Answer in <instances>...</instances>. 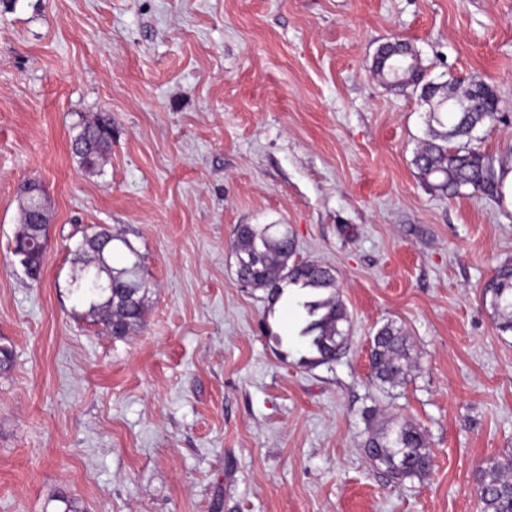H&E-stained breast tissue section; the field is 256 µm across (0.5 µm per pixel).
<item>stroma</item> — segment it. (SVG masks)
I'll use <instances>...</instances> for the list:
<instances>
[{"mask_svg": "<svg viewBox=\"0 0 512 512\" xmlns=\"http://www.w3.org/2000/svg\"><path fill=\"white\" fill-rule=\"evenodd\" d=\"M398 40L423 82L493 89L475 145L511 171L512 0H0V512H480L484 461L512 454V334L482 297L512 192L422 183L432 107L371 71ZM101 113L91 177L71 144ZM27 180L52 212L36 281L12 252ZM241 224L333 270L338 359L302 363L301 290L239 281ZM94 226L144 257L121 338L71 287ZM388 322L415 356L395 387L370 378ZM368 407L425 431L426 479L372 464ZM80 131L73 142L75 156L79 158L81 170L86 174H96L101 161L112 151V118L98 116L91 121L80 122Z\"/></svg>", "mask_w": 512, "mask_h": 512, "instance_id": "1", "label": "stroma"}]
</instances>
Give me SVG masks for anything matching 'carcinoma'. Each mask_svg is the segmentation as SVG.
Listing matches in <instances>:
<instances>
[{"label":"carcinoma","instance_id":"carcinoma-1","mask_svg":"<svg viewBox=\"0 0 512 512\" xmlns=\"http://www.w3.org/2000/svg\"><path fill=\"white\" fill-rule=\"evenodd\" d=\"M420 62L405 42H399L388 56L374 60L373 73L381 81L406 86L417 81ZM480 98L472 101L457 96L444 85L428 87L426 100H435L430 113L427 138L416 152L414 164L428 187L454 195L463 187L494 191L498 181L494 160L470 147L472 133L486 121H493L496 96L489 86L478 83ZM112 118L98 116L80 122L74 138L75 156L87 174L99 172L101 161L112 151ZM22 227L16 235L28 251V260L40 273L41 253L36 241L43 238L51 221L48 203L40 189L32 186L21 202ZM271 224H247L237 230L234 251L237 275L250 286L267 293L269 305L283 298L288 286L310 290L298 302L304 314L298 336L304 341L306 364L335 360L346 348L349 317L338 295L331 269L308 261H296L295 240L288 230L272 231ZM126 255L121 267L112 266L115 255ZM78 272L71 285L88 314L114 336H125L143 322L147 283L141 276L142 255L126 237L109 230L85 235L77 252ZM484 295L498 320V328L512 332V263L494 270ZM414 357L408 336L391 323L381 326L371 341V377L383 384L406 383ZM367 438L364 451L370 461L391 478L422 480L432 469V451L424 431L408 420L392 419L381 424L372 410L363 412ZM476 496L481 512H512V457L490 458L481 467Z\"/></svg>","mask_w":512,"mask_h":512}]
</instances>
